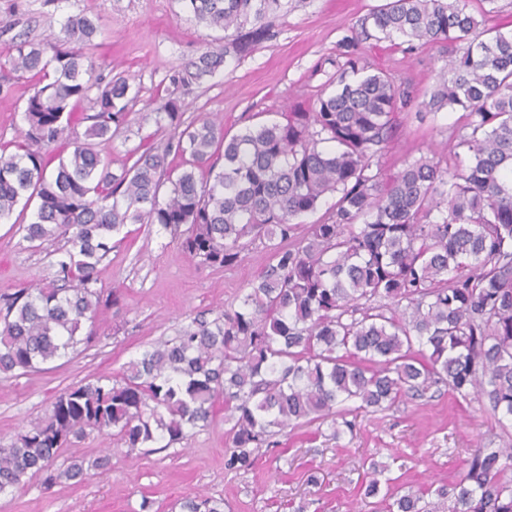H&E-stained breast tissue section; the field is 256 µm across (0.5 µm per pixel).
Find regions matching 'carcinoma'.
Wrapping results in <instances>:
<instances>
[{
  "label": "carcinoma",
  "mask_w": 512,
  "mask_h": 512,
  "mask_svg": "<svg viewBox=\"0 0 512 512\" xmlns=\"http://www.w3.org/2000/svg\"><path fill=\"white\" fill-rule=\"evenodd\" d=\"M194 18L224 32V45L169 77L156 130H132L139 102L121 73L103 83L87 64L98 25L68 18L66 39L17 42L0 60L28 83L23 139L0 141V219L35 204L23 240L58 244L53 279L21 290L0 311V373L25 375L89 346L102 304L97 287L112 237L128 224H157L208 267L235 265L262 246L270 261L237 305L195 317L175 337L130 360L113 382L81 381L48 414L0 445V496L32 477L47 487L112 470V452L182 442L208 425L217 401L232 422L228 469L254 465L270 438L303 423L385 408L440 384L512 417V33H495L465 0H386L342 42L333 90L306 110L231 138L210 118L186 120L179 89L240 59L269 38L267 15L283 0H182ZM401 39L451 47L429 100L358 52L362 41ZM87 109H80L82 103ZM461 109L450 170L420 156L390 178L373 169L397 116L413 104ZM85 126L83 133L72 130ZM136 133L120 172L97 145ZM168 133L164 145L157 136ZM182 159L171 176L168 157ZM337 196L297 236L298 219ZM113 447L92 462L72 455L93 432ZM371 464L366 497L387 512H512V448H478L453 484L392 490ZM180 512H224L204 494Z\"/></svg>",
  "instance_id": "carcinoma-1"
}]
</instances>
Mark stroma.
Masks as SVG:
<instances>
[{
    "instance_id": "obj_1",
    "label": "stroma",
    "mask_w": 512,
    "mask_h": 512,
    "mask_svg": "<svg viewBox=\"0 0 512 512\" xmlns=\"http://www.w3.org/2000/svg\"><path fill=\"white\" fill-rule=\"evenodd\" d=\"M384 0H288L270 20L271 38L247 56L230 60L192 85L184 97L187 115L222 121L233 136L274 120L301 103L312 105L341 58L342 40L358 31L370 10ZM97 19L100 30L91 61L97 76L121 73L139 91L136 113L155 111L169 75L209 50L217 31L199 25L181 0H0V52L24 36L40 41L63 34L68 17ZM359 49L368 64L409 83L418 98L428 96L448 57L437 43L406 50L390 42L367 41ZM26 84L0 69V139L27 128ZM463 113H401L393 138L379 159L383 174L399 171L420 155L446 156L457 143ZM32 210L14 209L0 220V306L19 290L52 278L53 248H29L21 226ZM267 253L254 248L231 267L211 268L186 255L155 224H132L99 266L102 288L119 289V305L101 307L99 339L83 352L56 360L52 369L22 376L0 374V443L7 444L43 418L55 396L83 380L120 378L123 367L159 339L174 337L200 313L207 318L242 296ZM350 430L334 434L317 420L276 436L259 449L248 470H229L224 453L230 425L216 414L187 440L141 449L137 458L112 459L109 475L90 474L80 485L44 490L33 479L15 496L0 497V512H172L196 493L223 498L230 512H383L364 495L371 462L412 490L458 480L474 449L512 445V418L497 421L485 403L461 398L441 385L385 409L349 413ZM317 483H310L309 475Z\"/></svg>"
}]
</instances>
